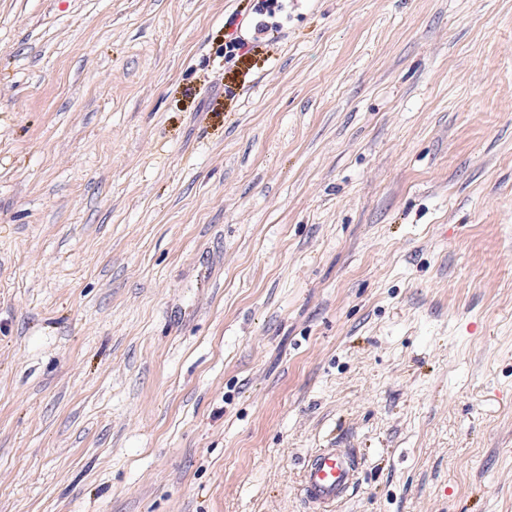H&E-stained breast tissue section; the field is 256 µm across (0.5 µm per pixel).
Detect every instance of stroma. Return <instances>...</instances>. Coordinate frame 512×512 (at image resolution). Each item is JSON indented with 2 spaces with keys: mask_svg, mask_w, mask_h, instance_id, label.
<instances>
[{
  "mask_svg": "<svg viewBox=\"0 0 512 512\" xmlns=\"http://www.w3.org/2000/svg\"><path fill=\"white\" fill-rule=\"evenodd\" d=\"M253 4L0 0V512H512V0ZM359 461L350 448H321L305 467L301 495L311 512H332L355 488Z\"/></svg>",
  "mask_w": 512,
  "mask_h": 512,
  "instance_id": "obj_1",
  "label": "stroma"
}]
</instances>
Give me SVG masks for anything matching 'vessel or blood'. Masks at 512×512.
<instances>
[{
	"label": "vessel or blood",
	"instance_id": "vessel-or-blood-1",
	"mask_svg": "<svg viewBox=\"0 0 512 512\" xmlns=\"http://www.w3.org/2000/svg\"><path fill=\"white\" fill-rule=\"evenodd\" d=\"M359 461L349 448H323L305 467L301 495L309 512H332L355 488Z\"/></svg>",
	"mask_w": 512,
	"mask_h": 512
}]
</instances>
